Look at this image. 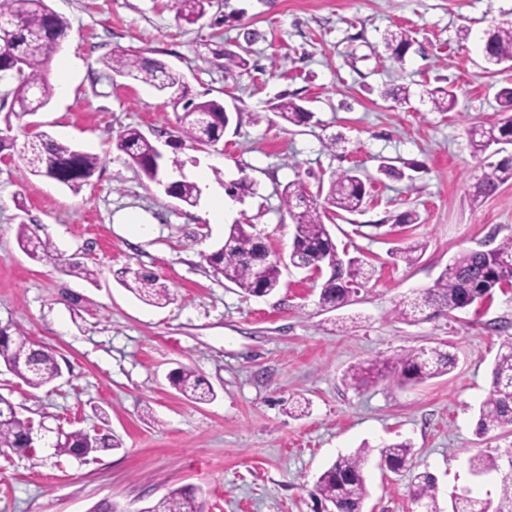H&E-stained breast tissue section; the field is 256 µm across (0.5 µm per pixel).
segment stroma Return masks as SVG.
<instances>
[{
  "label": "stroma",
  "mask_w": 512,
  "mask_h": 512,
  "mask_svg": "<svg viewBox=\"0 0 512 512\" xmlns=\"http://www.w3.org/2000/svg\"><path fill=\"white\" fill-rule=\"evenodd\" d=\"M49 5L70 24L52 61L51 102L21 113L16 81L0 79V136L14 141L0 151V322L52 349L62 375L36 390L0 368V394L36 427L33 452L0 455V512H95L107 502L142 512L181 486L195 489L202 512H326L311 494L322 471L362 445L396 441L412 443L414 470L399 476L371 458L364 512H418L408 487L424 471L436 478L439 512L464 489L512 512L503 493L512 431L475 433L492 363L512 335V288L415 322L394 313L460 251L512 236V183L474 201L479 162L465 131L496 121V93L512 84V69L486 70L481 54L490 25L512 20V0H212L194 24L177 17L176 0ZM400 28L412 46L398 63L384 38ZM220 49L245 52L246 69H225ZM123 50L166 62L192 97L241 111V125L214 146L181 140L166 95L104 66ZM448 84L456 109L432 111L426 90ZM398 87L408 88V105L386 98ZM285 96L313 112L311 122L284 126L272 107ZM129 127L154 142L165 181L196 183V206L168 196L117 150ZM39 132L99 156L79 192L31 173L23 144ZM347 168L366 179L368 203L327 225L338 251L372 271L349 305H321V274L283 268L280 288L258 297L210 267L207 255L233 224L253 225L288 255L294 225L283 188L300 185L314 199ZM240 181L246 190L230 192ZM217 190L220 224L210 219ZM129 210L151 217L143 233L118 223ZM408 210L417 223L398 225ZM24 224L95 279L32 259L18 243ZM415 242L425 246L417 263L393 258ZM139 268L169 286V304L147 305L124 287L126 270ZM434 347L455 365L420 385L344 381L351 365ZM182 366L212 386V400L194 403L171 387ZM58 429L100 432L119 446L61 454ZM478 453L496 461L482 477L469 470Z\"/></svg>",
  "instance_id": "35a3bbf8"
}]
</instances>
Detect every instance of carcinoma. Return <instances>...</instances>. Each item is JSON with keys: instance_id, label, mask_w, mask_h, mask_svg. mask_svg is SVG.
Returning <instances> with one entry per match:
<instances>
[{"instance_id": "cac0c4a2", "label": "carcinoma", "mask_w": 512, "mask_h": 512, "mask_svg": "<svg viewBox=\"0 0 512 512\" xmlns=\"http://www.w3.org/2000/svg\"><path fill=\"white\" fill-rule=\"evenodd\" d=\"M211 0H178V16L195 23L207 14ZM69 22L55 12L46 0H0V31L9 39L0 41V78L18 80L16 101L21 112H36L49 104L55 87L48 79V66L55 46L68 36ZM411 45L407 31H392L386 38V47L397 61L403 60ZM487 68L512 63V21H502L487 32L483 47ZM104 65L115 74L140 81L160 92L170 94L174 105L182 106L180 130L189 142L214 146L224 136L226 121L239 120L240 112L228 116L224 104L211 99L195 101L188 97V86L183 76L166 63L150 59L140 53H114ZM433 109L451 112L456 107L457 95L452 87H435L427 91ZM500 118L489 128L476 124L467 132L474 154L481 156L493 145H512V86H504L497 93ZM277 116L292 125L300 126L312 118V113L292 99H281L275 106ZM116 147L126 154L144 176L159 182L162 171L156 158L157 148L137 128L129 127L119 136ZM31 172L52 178L77 191L94 175L100 159L72 145L53 139L41 132L24 144ZM512 181V153L502 157L474 183L473 197L487 198ZM167 191L185 205H196L199 189L189 181L170 184ZM366 196V183L356 171L346 169L336 173L329 182L323 202L309 198L302 187L288 184L282 191V203L294 221L291 260L305 268L318 266L330 270V276L321 287L320 301L336 310L348 303L358 281L368 279V270L358 258L343 260L323 217L329 213L359 211ZM32 257L49 263L62 262L50 240L38 241ZM213 271L250 295L266 296L280 286L281 258L270 254L261 238L243 224H234L224 245L208 255ZM264 276L256 275L257 269ZM512 286V237L503 239L496 247L465 249L448 265L434 285L412 301H403L395 309L397 318L407 320L432 310L440 314L465 309L478 301L490 298L494 291ZM125 287L143 302L161 307L172 300L167 284L151 272H132ZM0 364L33 389L51 385L60 377L61 369L55 354L39 345L19 328L0 324ZM454 365L448 352L438 349H410L392 361L359 363L350 368L347 378L355 388L376 386L389 380L399 387L421 384L447 373ZM170 384L187 399L207 402L213 398L194 370L182 367L169 375ZM512 428V336L504 338L491 369V384L486 398L477 412L476 435L483 437L492 431ZM108 444V438L92 437L83 431L68 433L57 442L58 452L85 457ZM34 448V431L30 420L19 417L13 403L0 395V453L9 451L29 453ZM378 452L380 463L394 473L412 468L414 451L409 442H393L376 449L363 446L354 453L338 457L317 479L313 495L331 503L336 512H363L369 495L364 465L372 452ZM470 472L481 477L496 468L490 456L474 455L469 459ZM413 503L424 512H439L435 506V478L421 472L414 475L409 485ZM450 512H489L491 502L465 496L452 497ZM142 512H201L194 494L184 488L174 489Z\"/></svg>"}]
</instances>
